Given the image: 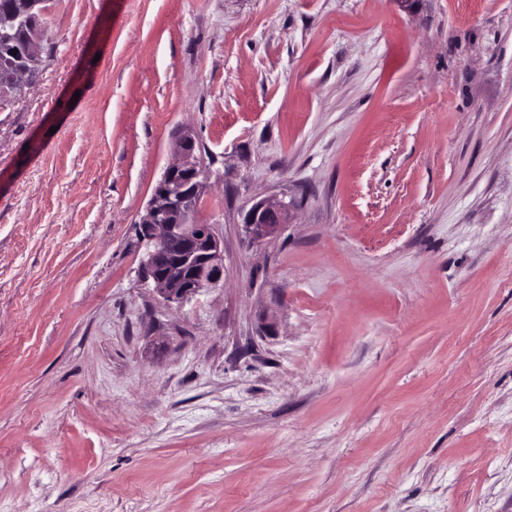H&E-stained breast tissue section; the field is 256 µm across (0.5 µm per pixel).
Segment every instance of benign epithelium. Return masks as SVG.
<instances>
[{"mask_svg":"<svg viewBox=\"0 0 512 512\" xmlns=\"http://www.w3.org/2000/svg\"><path fill=\"white\" fill-rule=\"evenodd\" d=\"M41 35L29 34L22 46L23 65L0 86V99H10L15 89L27 85L40 65ZM179 158L157 183L146 213L138 224L144 247L141 269L152 281L159 299L184 303L203 289L224 281V242L214 225L198 221L199 203L207 187V170L196 138L186 133L178 139ZM288 223V206L269 200L256 202L244 215L250 239L260 241Z\"/></svg>","mask_w":512,"mask_h":512,"instance_id":"obj_1","label":"benign epithelium"}]
</instances>
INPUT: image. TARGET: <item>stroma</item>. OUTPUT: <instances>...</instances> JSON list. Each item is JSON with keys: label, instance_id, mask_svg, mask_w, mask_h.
<instances>
[{"label": "stroma", "instance_id": "35a3bbf8", "mask_svg": "<svg viewBox=\"0 0 512 512\" xmlns=\"http://www.w3.org/2000/svg\"><path fill=\"white\" fill-rule=\"evenodd\" d=\"M44 5L0 512H512V0ZM186 129L225 277L166 305L136 226ZM282 224H288V206L269 200L256 202L243 217V225L253 241L273 234Z\"/></svg>", "mask_w": 512, "mask_h": 512}]
</instances>
